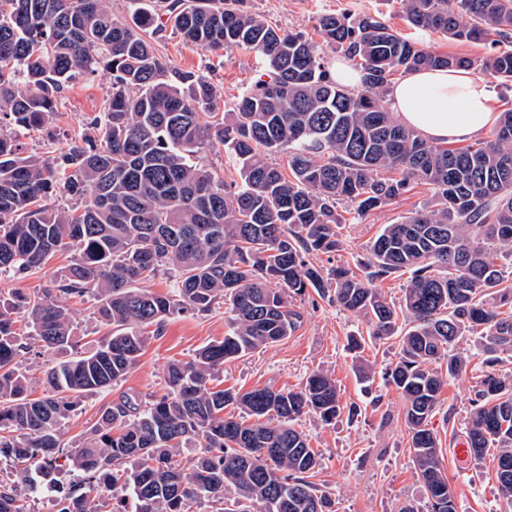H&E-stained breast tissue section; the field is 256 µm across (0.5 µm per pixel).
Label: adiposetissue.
<instances>
[{
	"instance_id": "1",
	"label": "adipose tissue",
	"mask_w": 512,
	"mask_h": 512,
	"mask_svg": "<svg viewBox=\"0 0 512 512\" xmlns=\"http://www.w3.org/2000/svg\"><path fill=\"white\" fill-rule=\"evenodd\" d=\"M399 122L432 141L478 138L498 121L494 91L461 69H418L401 77L391 91Z\"/></svg>"
}]
</instances>
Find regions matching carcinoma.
<instances>
[{"label": "carcinoma", "instance_id": "cac0c4a2", "mask_svg": "<svg viewBox=\"0 0 512 512\" xmlns=\"http://www.w3.org/2000/svg\"><path fill=\"white\" fill-rule=\"evenodd\" d=\"M414 28L483 44L457 55L411 40L382 16L322 14L319 46L281 32L242 8V0H161L180 36L203 50L244 46L269 80L219 114L206 77L156 55L153 18L121 23L106 0H0V273L21 275L61 249L73 251L50 288L0 291V459L16 474L0 481V512H28L26 496L58 493L59 512H105L97 492H127L134 512H191L205 499L216 512H333L309 478L320 459L294 422L326 424L344 405L336 383L310 375L299 391L240 393L208 386L231 359L280 342L302 315L292 299L312 288L370 322L371 335L398 339L388 382L403 396L416 476L429 512H457L452 485L429 428L447 379L467 363L456 350L471 336L488 367L465 427L470 456L495 450V479L512 501V379L495 372L512 352V282L500 261L512 257V109L486 139L452 149L403 126L379 105L394 77L418 68H459L512 82V0H399ZM363 72L348 89L332 77L325 49ZM109 72L105 112L88 133L50 159L26 154L17 132L53 136L60 94L76 73ZM211 121L200 122V112ZM223 147L239 180L224 182L204 161ZM415 185L434 204L385 225L358 274L307 263L340 246L341 203L364 215ZM80 200L61 208L54 198ZM167 266L177 297L138 284ZM411 271L401 310L379 283ZM92 295L112 333L88 355L49 366L44 393L30 398L21 362L30 346L14 328L21 310L35 339L73 345L63 299ZM224 301L231 325L189 362L173 361L166 392L148 404L130 397L107 406L80 447L62 449L60 422L87 394L122 380L149 336L178 310L208 313ZM406 327L398 326V315ZM236 407L247 415H224ZM276 416L278 424L263 418ZM204 451L187 466L179 448ZM76 474L67 487L62 470ZM233 492V497L226 492Z\"/></svg>", "mask_w": 512, "mask_h": 512}]
</instances>
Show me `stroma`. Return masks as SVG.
<instances>
[{
  "label": "stroma",
  "mask_w": 512,
  "mask_h": 512,
  "mask_svg": "<svg viewBox=\"0 0 512 512\" xmlns=\"http://www.w3.org/2000/svg\"><path fill=\"white\" fill-rule=\"evenodd\" d=\"M244 6L276 29L307 34L313 33L316 17L325 13H379L408 37L439 44L441 51L467 55L485 52L479 44L449 41L409 28L399 0H244ZM153 45L169 63L208 76L218 91V107L223 112L231 111L238 97L265 74L264 64L253 51L233 47L211 53L185 42L168 25L155 36ZM110 86V76L102 70L74 79L58 100L54 139L36 131L29 133L22 139L27 152L51 157L71 138L84 133L87 119L103 111ZM432 202L430 191L418 186L386 207L362 216L348 214L340 228V251L314 252L308 254L307 260L323 268L345 264L360 270L385 225ZM71 257V252H58L42 268L0 279V287L26 293L43 290ZM66 305L76 336L74 345L63 350L38 347L22 362L33 381V396L43 394L40 376L48 365L89 354L109 332L94 317L92 299L70 298ZM294 305L303 319L293 335L226 362L214 372L212 387L242 392L265 386L297 390L311 374H328L336 382L343 405L357 407L358 413L352 417L341 415L330 424L311 415L297 421V428L308 436L320 458L313 483L332 498L336 512H400L406 505L426 512L427 498L415 473L404 400L384 379L385 370L398 359L397 339L369 336L364 318L313 291L295 300ZM229 322L230 314L221 303L207 315L191 311L171 315L162 334L149 338L142 355L121 381L112 388L86 395L62 421L60 433L65 448L77 446L94 427L102 410L119 396L144 404L163 394L168 363L192 360L199 349L223 338ZM459 348L469 354L470 361L444 386L430 423L440 441L442 464L454 487L458 512H512V502L498 492L492 457L461 461L456 455L464 442L470 400L483 375L481 358L471 339L460 341Z\"/></svg>",
  "instance_id": "obj_1"
}]
</instances>
